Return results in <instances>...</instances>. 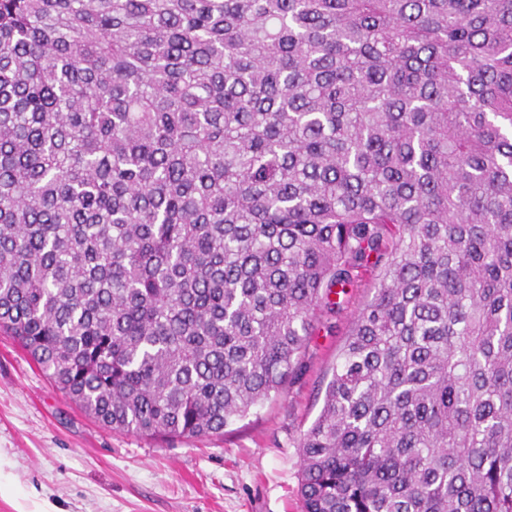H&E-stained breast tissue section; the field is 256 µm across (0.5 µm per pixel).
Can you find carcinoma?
Masks as SVG:
<instances>
[{
	"label": "carcinoma",
	"instance_id": "1",
	"mask_svg": "<svg viewBox=\"0 0 512 512\" xmlns=\"http://www.w3.org/2000/svg\"><path fill=\"white\" fill-rule=\"evenodd\" d=\"M366 280L302 512H512V0H0V332L87 415L222 434Z\"/></svg>",
	"mask_w": 512,
	"mask_h": 512
}]
</instances>
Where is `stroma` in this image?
I'll return each mask as SVG.
<instances>
[{"mask_svg":"<svg viewBox=\"0 0 512 512\" xmlns=\"http://www.w3.org/2000/svg\"><path fill=\"white\" fill-rule=\"evenodd\" d=\"M373 283L318 326L304 369L223 436L147 440L96 423L0 334V512H301V434Z\"/></svg>","mask_w":512,"mask_h":512,"instance_id":"35a3bbf8","label":"stroma"}]
</instances>
